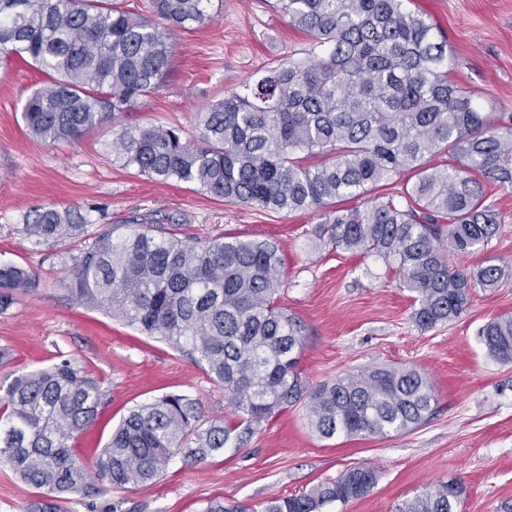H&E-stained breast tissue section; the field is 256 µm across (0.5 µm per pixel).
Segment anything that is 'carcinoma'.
Instances as JSON below:
<instances>
[{
  "instance_id": "obj_1",
  "label": "carcinoma",
  "mask_w": 512,
  "mask_h": 512,
  "mask_svg": "<svg viewBox=\"0 0 512 512\" xmlns=\"http://www.w3.org/2000/svg\"><path fill=\"white\" fill-rule=\"evenodd\" d=\"M289 23L323 49L283 61L247 94L229 92L198 116L199 143L164 126L123 128L113 147L153 179L195 184L211 197L270 212L321 213L315 232L337 248L376 255L415 294L423 329L458 317L475 286L494 288L512 265L470 270L450 257L488 246L500 229L480 178L512 189V116L484 112L448 80L447 39L405 0H279ZM212 0H0V59H29L49 75L24 103L30 133L77 142L163 86L178 29L212 21ZM443 151L453 163L425 158ZM322 162L308 164L306 159ZM396 195L334 208L369 187L399 181ZM40 245L70 239V298L123 318L190 355L224 388L235 419L199 426L200 402L166 394L131 409L88 467L71 446L108 402L103 380L77 359L12 377L0 397V463L40 499L28 512L96 500L156 480L177 457L203 463L238 450L284 409L305 405L322 439L405 433L433 414L435 396L417 368L375 367L311 388L298 366L302 321L278 304L282 258L267 242L181 237L161 224L117 236L90 231L71 211L46 209L23 225ZM43 287L39 275L0 263V313ZM486 354L512 362V315L481 326ZM375 470L356 466L309 491L274 497L262 510L222 498L202 512H325L366 495ZM462 487L439 483L399 512H456Z\"/></svg>"
}]
</instances>
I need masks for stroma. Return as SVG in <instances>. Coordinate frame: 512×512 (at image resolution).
Here are the masks:
<instances>
[{"label": "stroma", "instance_id": "1", "mask_svg": "<svg viewBox=\"0 0 512 512\" xmlns=\"http://www.w3.org/2000/svg\"><path fill=\"white\" fill-rule=\"evenodd\" d=\"M448 38L450 79L487 112L512 114V0H409ZM212 22L178 30L162 88L75 144L49 145L27 131L22 106L46 78L21 60L0 64V262L37 273L38 293L0 313V387L13 374L73 355L103 378L110 402L74 441L84 462L127 411L170 393L202 405L203 420L233 415L223 388L189 356L142 335L121 318L67 298L63 245H34L22 232L43 209L70 208L88 224H163L206 240L221 234L268 241L283 259L281 307L306 326L299 368L317 385L346 371L407 365L423 370L435 412L419 428L387 437L324 440L309 427L303 404L288 407L241 450L207 462L177 458L157 480L111 493L122 512H202L215 497L261 508L273 496L297 495L355 465L376 470V485L331 512H396L399 504L441 482H458V512H512V363L489 359L477 336L487 321L512 314V278L474 288L467 309L421 329L411 292L376 256L336 248L315 233L310 210L268 212L211 198L196 185L158 181L126 165L112 149L124 127L163 125L197 142V114L245 82H257L285 59L319 56L291 26L277 0H213ZM484 189L501 216L487 247L457 257L476 268L512 261V189Z\"/></svg>", "mask_w": 512, "mask_h": 512}]
</instances>
